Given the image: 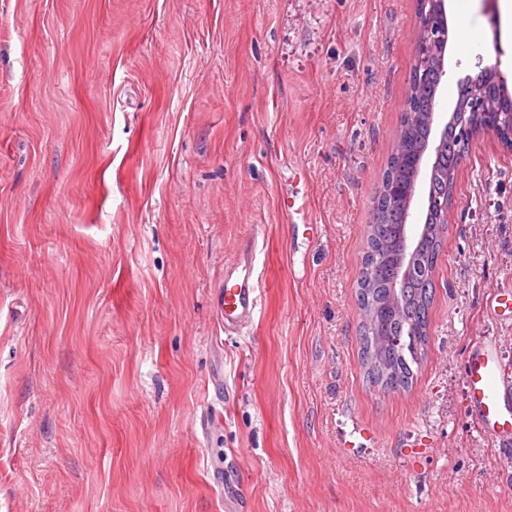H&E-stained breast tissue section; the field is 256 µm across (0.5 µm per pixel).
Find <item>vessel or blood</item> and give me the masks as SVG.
Here are the masks:
<instances>
[{"label": "vessel or blood", "mask_w": 512, "mask_h": 512, "mask_svg": "<svg viewBox=\"0 0 512 512\" xmlns=\"http://www.w3.org/2000/svg\"><path fill=\"white\" fill-rule=\"evenodd\" d=\"M258 244L247 241L237 259L224 268L221 315L224 329L240 330L253 319L260 300V281L255 274ZM496 339H475L463 366L468 404L492 440L512 443V382L501 377L496 358Z\"/></svg>", "instance_id": "1"}]
</instances>
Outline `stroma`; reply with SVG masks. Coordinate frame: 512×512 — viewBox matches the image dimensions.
Wrapping results in <instances>:
<instances>
[{
    "instance_id": "obj_1",
    "label": "stroma",
    "mask_w": 512,
    "mask_h": 512,
    "mask_svg": "<svg viewBox=\"0 0 512 512\" xmlns=\"http://www.w3.org/2000/svg\"><path fill=\"white\" fill-rule=\"evenodd\" d=\"M500 3L447 0L439 111L477 62L512 81ZM417 34V0H0V512H512V446L462 372L499 336L512 375L491 131L456 172L412 387L359 358ZM250 238L261 302L228 335Z\"/></svg>"
}]
</instances>
